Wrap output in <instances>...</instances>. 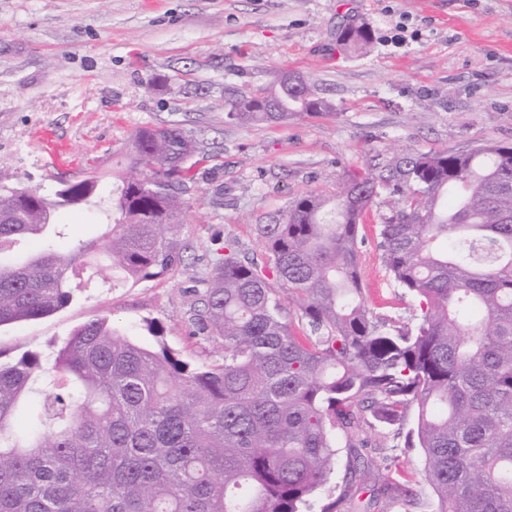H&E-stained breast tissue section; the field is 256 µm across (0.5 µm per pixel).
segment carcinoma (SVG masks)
Listing matches in <instances>:
<instances>
[{
    "mask_svg": "<svg viewBox=\"0 0 512 512\" xmlns=\"http://www.w3.org/2000/svg\"><path fill=\"white\" fill-rule=\"evenodd\" d=\"M340 45L372 43L345 28ZM266 97L278 112L247 106L232 124L332 114L309 84ZM197 141L182 129L145 127L132 138L127 174L112 198V233L72 258L43 252L0 263V326L51 315L82 288L164 279L186 260L184 194ZM0 165V252L40 236L47 212L80 204L97 181L61 184L56 198L24 210ZM383 192L399 197L379 225L382 263L416 302L413 322L369 309L358 268L360 219ZM512 146L405 152L378 171L353 174L332 196L294 199L256 226L263 261L239 241L213 251L189 309L196 333L222 357L193 366L165 343L144 344L105 318L74 330L45 367L28 352L0 363V512H310L353 450L346 489L328 512H415L393 479L360 499L378 464L363 456L380 428L421 449L436 512H512ZM309 333H296L287 306ZM54 390L27 433L19 405Z\"/></svg>",
    "mask_w": 512,
    "mask_h": 512,
    "instance_id": "1",
    "label": "carcinoma"
}]
</instances>
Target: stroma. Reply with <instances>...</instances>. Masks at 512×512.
<instances>
[{
	"instance_id": "1",
	"label": "stroma",
	"mask_w": 512,
	"mask_h": 512,
	"mask_svg": "<svg viewBox=\"0 0 512 512\" xmlns=\"http://www.w3.org/2000/svg\"><path fill=\"white\" fill-rule=\"evenodd\" d=\"M342 21L371 30L369 52L343 50ZM289 72L313 82L334 115L225 123L226 88L270 89ZM173 124L200 147L184 266L82 289L52 315L0 327V361L36 352L52 363L75 328L103 317L146 344L147 322L160 323L185 360H218L219 344L187 315L215 239L259 259L257 225L295 198L332 194L406 150L512 144V0H0V161L49 196L91 165L99 180V202L58 209V235L23 253L102 242L126 145L141 128ZM398 207L384 193L364 212L359 267L373 312L407 322L415 303L391 282L378 236Z\"/></svg>"
}]
</instances>
